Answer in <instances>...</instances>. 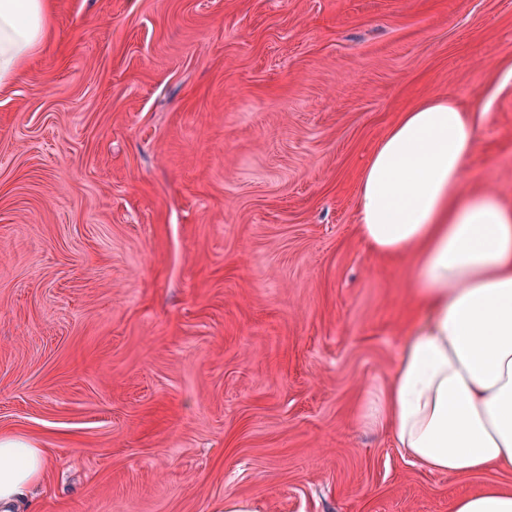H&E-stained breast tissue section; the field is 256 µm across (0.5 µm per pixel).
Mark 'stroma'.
<instances>
[{"instance_id": "35a3bbf8", "label": "stroma", "mask_w": 512, "mask_h": 512, "mask_svg": "<svg viewBox=\"0 0 512 512\" xmlns=\"http://www.w3.org/2000/svg\"><path fill=\"white\" fill-rule=\"evenodd\" d=\"M437 93L512 205V0H56L0 88V434L23 512H451L362 409L415 266L358 234L367 155ZM42 448H33L13 436H0V510L11 512L13 505L38 484L48 465Z\"/></svg>"}]
</instances>
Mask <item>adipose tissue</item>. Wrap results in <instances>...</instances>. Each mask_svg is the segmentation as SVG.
<instances>
[{
    "mask_svg": "<svg viewBox=\"0 0 512 512\" xmlns=\"http://www.w3.org/2000/svg\"><path fill=\"white\" fill-rule=\"evenodd\" d=\"M52 11V0H0V86L47 47ZM482 119L447 93L422 101L388 126L358 187L362 240L382 257L415 251L425 310L368 415L448 475L512 466V206L463 189ZM47 465L43 449L0 436V512ZM452 512H512V487L487 484Z\"/></svg>",
    "mask_w": 512,
    "mask_h": 512,
    "instance_id": "ef3b65f1",
    "label": "adipose tissue"
}]
</instances>
